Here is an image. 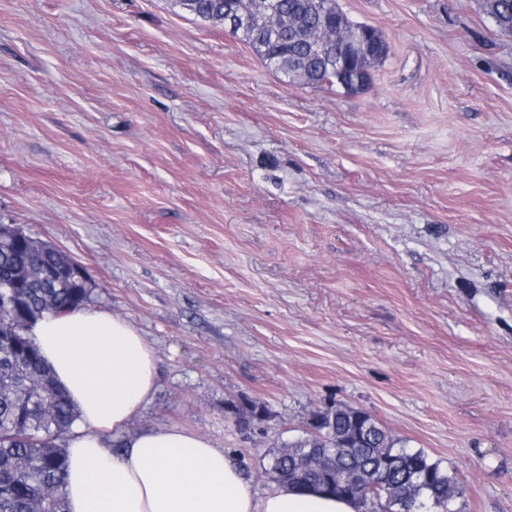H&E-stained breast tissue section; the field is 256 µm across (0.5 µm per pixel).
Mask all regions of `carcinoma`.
Here are the masks:
<instances>
[{
	"instance_id": "carcinoma-1",
	"label": "carcinoma",
	"mask_w": 512,
	"mask_h": 512,
	"mask_svg": "<svg viewBox=\"0 0 512 512\" xmlns=\"http://www.w3.org/2000/svg\"><path fill=\"white\" fill-rule=\"evenodd\" d=\"M226 0H175L182 10L213 26L224 25ZM497 29L512 34V0H480ZM276 25L253 22L243 40L266 67L288 82L312 87L339 84L336 51L342 30L356 22L338 0H278ZM38 239H0V284L13 269L32 263L55 268L71 260L42 251ZM95 283L75 287L67 280H35L23 289L27 306L44 314L84 308ZM10 315L0 312V512H31L37 502L50 512H68L62 485L68 440L78 419L74 406L56 386L34 340L26 347L9 342ZM308 429L273 446L264 474L292 490H315L342 497L356 512H460L464 495L456 477L423 450L412 449L368 412L333 403L312 412ZM358 473L360 497L347 495L338 475Z\"/></svg>"
}]
</instances>
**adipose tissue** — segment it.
<instances>
[{
	"mask_svg": "<svg viewBox=\"0 0 512 512\" xmlns=\"http://www.w3.org/2000/svg\"><path fill=\"white\" fill-rule=\"evenodd\" d=\"M31 334L80 416L63 485L68 512H355L352 502L315 491L255 496L224 449L199 433L131 431L152 398L157 368L127 320L82 308L44 316ZM113 439L124 450L112 453Z\"/></svg>",
	"mask_w": 512,
	"mask_h": 512,
	"instance_id": "1",
	"label": "adipose tissue"
}]
</instances>
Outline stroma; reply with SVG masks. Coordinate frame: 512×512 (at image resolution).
I'll use <instances>...</instances> for the list:
<instances>
[{"label":"stroma","mask_w":512,"mask_h":512,"mask_svg":"<svg viewBox=\"0 0 512 512\" xmlns=\"http://www.w3.org/2000/svg\"><path fill=\"white\" fill-rule=\"evenodd\" d=\"M339 4L389 45L362 93L174 0H0V222L153 349L133 429L203 434L261 496L341 402L512 512V35L478 0Z\"/></svg>","instance_id":"35a3bbf8"}]
</instances>
